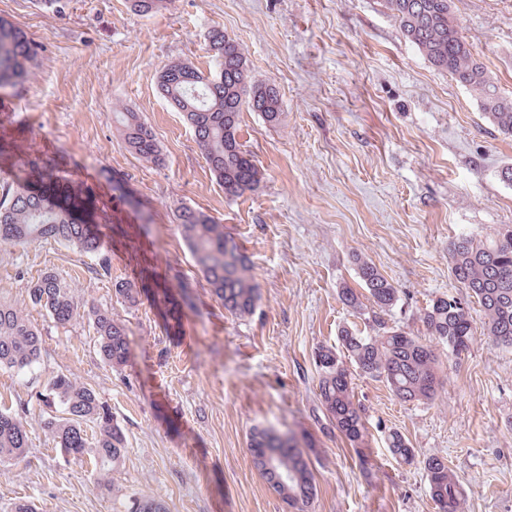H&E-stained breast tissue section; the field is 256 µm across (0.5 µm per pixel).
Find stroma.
<instances>
[{
  "label": "stroma",
  "mask_w": 512,
  "mask_h": 512,
  "mask_svg": "<svg viewBox=\"0 0 512 512\" xmlns=\"http://www.w3.org/2000/svg\"><path fill=\"white\" fill-rule=\"evenodd\" d=\"M452 16L512 97V0H453ZM0 19L37 47L22 86L0 101V182L59 173V204L77 205L103 244L98 258L50 240L0 245V300L28 315L45 349L34 372H0V409L28 425L26 460L0 462V512L19 501L37 512H134L150 497L167 512H294L252 463L257 428L294 436L307 457L316 491L305 512H436L418 462L391 456L393 431L419 458H447L458 512H512V348L489 335L448 258L459 235L487 242L512 225V185L501 178L512 136L403 37L381 0H164L146 16L131 0H0ZM215 28L241 46L249 82L275 88L281 103L275 123L240 114L261 181L237 200L158 89L175 62L216 72ZM122 112L153 128L162 163L127 149ZM184 204L250 256L261 293L251 315H227L197 271L173 222ZM356 256L398 289L391 321L410 335L423 336L419 314L442 294L473 318L461 357L435 346L446 382L430 401L402 402L356 376L368 427L358 450L324 414L315 362L359 323L338 295L357 285ZM46 272L78 304L125 324V365L101 360L87 320L62 327L32 305L28 288ZM118 280L136 286L138 305L117 301ZM61 373L95 390L124 432L108 486L40 425L42 395Z\"/></svg>",
  "instance_id": "35a3bbf8"
}]
</instances>
